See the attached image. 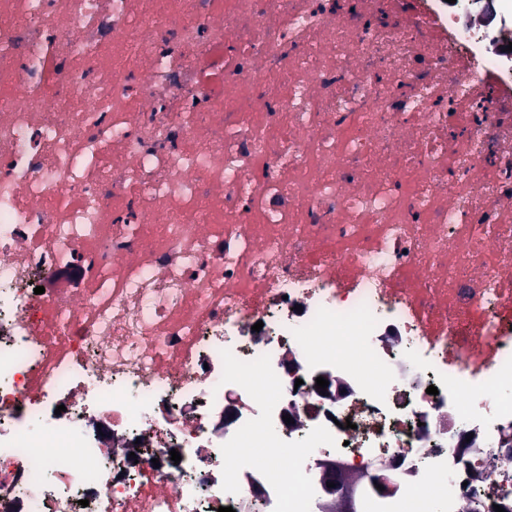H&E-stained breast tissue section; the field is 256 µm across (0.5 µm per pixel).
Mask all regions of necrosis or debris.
Returning <instances> with one entry per match:
<instances>
[{
	"label": "necrosis or debris",
	"mask_w": 512,
	"mask_h": 512,
	"mask_svg": "<svg viewBox=\"0 0 512 512\" xmlns=\"http://www.w3.org/2000/svg\"><path fill=\"white\" fill-rule=\"evenodd\" d=\"M510 72L450 0H0V512H512Z\"/></svg>",
	"instance_id": "4bbe7bcc"
}]
</instances>
